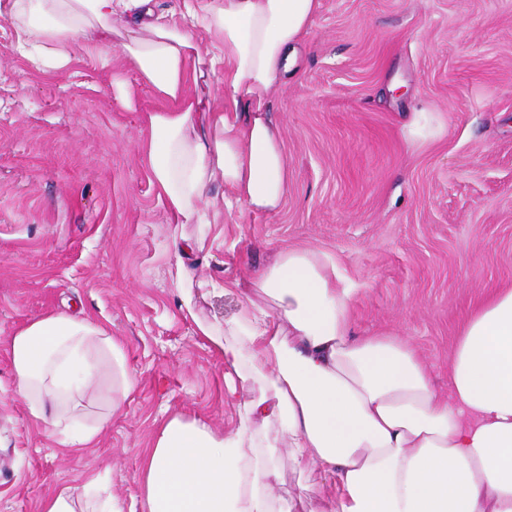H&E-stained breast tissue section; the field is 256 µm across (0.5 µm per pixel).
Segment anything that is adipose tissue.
Masks as SVG:
<instances>
[{
  "label": "adipose tissue",
  "instance_id": "1",
  "mask_svg": "<svg viewBox=\"0 0 512 512\" xmlns=\"http://www.w3.org/2000/svg\"><path fill=\"white\" fill-rule=\"evenodd\" d=\"M318 5L180 0L161 11L156 0H0V18L17 20L11 49L43 73L67 68L80 41L107 58L126 31L127 67L163 103L143 117L151 180L171 223L199 227L174 242L181 279L225 211L282 206L288 164L270 100ZM33 13L49 24L26 22ZM241 294L237 315L197 326L251 390L234 431L169 417L132 507L93 477L85 508L66 488L42 512H285L271 492L279 448L299 472L318 473L328 512H512L511 288L463 322L446 395L401 337L353 334L350 291L328 256L281 250ZM7 347L30 416L63 447L96 444L134 390L121 344L82 313L31 319Z\"/></svg>",
  "mask_w": 512,
  "mask_h": 512
}]
</instances>
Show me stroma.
I'll return each instance as SVG.
<instances>
[{
  "instance_id": "obj_1",
  "label": "stroma",
  "mask_w": 512,
  "mask_h": 512,
  "mask_svg": "<svg viewBox=\"0 0 512 512\" xmlns=\"http://www.w3.org/2000/svg\"><path fill=\"white\" fill-rule=\"evenodd\" d=\"M0 18V512H41L93 476L127 502L146 448L167 417L228 432L237 409L224 358L196 331L242 303L281 249L336 264L350 289L353 333L403 336L434 385L448 389L462 319L512 286V0H320L292 73L271 98L288 163L283 207L225 215L219 236L186 262L193 313L168 278L172 236L141 146L142 113L161 106L137 83L134 110L112 60L73 46L61 72L33 70ZM439 134L410 144L417 108ZM79 309L123 346L136 388L97 445L71 454L35 425L16 393L7 339L29 320ZM273 492L293 512H324L316 475L276 451Z\"/></svg>"
}]
</instances>
